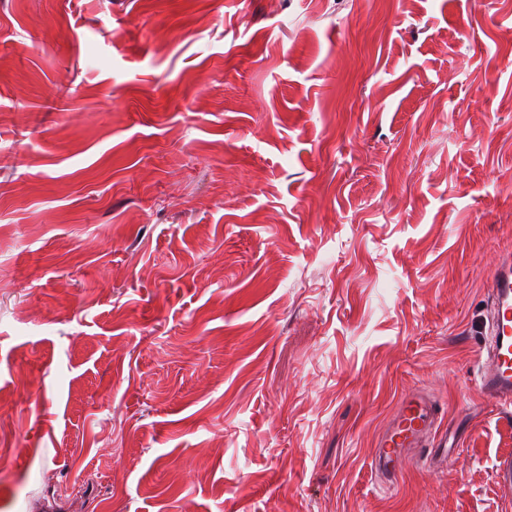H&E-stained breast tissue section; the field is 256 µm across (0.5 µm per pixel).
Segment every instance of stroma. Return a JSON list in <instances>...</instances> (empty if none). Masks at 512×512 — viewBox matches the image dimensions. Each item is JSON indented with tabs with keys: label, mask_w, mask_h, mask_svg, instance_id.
<instances>
[{
	"label": "stroma",
	"mask_w": 512,
	"mask_h": 512,
	"mask_svg": "<svg viewBox=\"0 0 512 512\" xmlns=\"http://www.w3.org/2000/svg\"><path fill=\"white\" fill-rule=\"evenodd\" d=\"M511 249L512 0H0V512H512ZM492 315L485 342L487 358L480 361V392L490 400L512 402V257L502 255L487 285ZM436 403L419 391L404 394L392 421L378 441L372 468L389 481H396L407 462L412 448H419L429 433L437 437L436 448L448 457L446 431H439Z\"/></svg>",
	"instance_id": "1"
}]
</instances>
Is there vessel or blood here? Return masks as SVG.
<instances>
[{"label":"vessel or blood","mask_w":512,"mask_h":512,"mask_svg":"<svg viewBox=\"0 0 512 512\" xmlns=\"http://www.w3.org/2000/svg\"><path fill=\"white\" fill-rule=\"evenodd\" d=\"M492 315L487 357L479 364L480 392L500 403L512 402V256L502 255L487 285ZM436 403L419 391L404 394L392 421L378 441L372 467L388 480H397L411 449L420 447L428 435L447 448L446 432L440 431Z\"/></svg>","instance_id":"vessel-or-blood-1"}]
</instances>
